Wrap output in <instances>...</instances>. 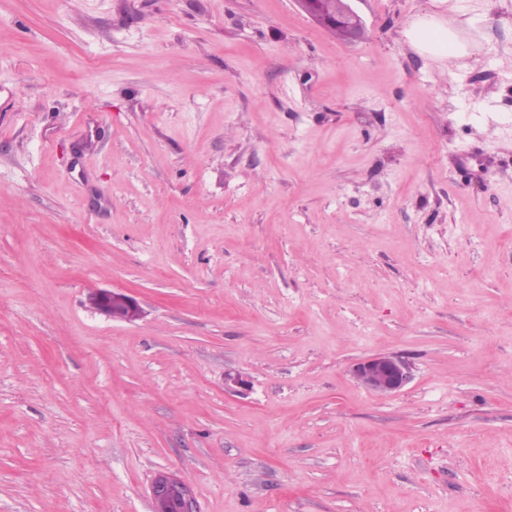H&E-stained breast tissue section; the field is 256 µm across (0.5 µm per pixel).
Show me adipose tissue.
I'll list each match as a JSON object with an SVG mask.
<instances>
[{
  "label": "adipose tissue",
  "mask_w": 512,
  "mask_h": 512,
  "mask_svg": "<svg viewBox=\"0 0 512 512\" xmlns=\"http://www.w3.org/2000/svg\"><path fill=\"white\" fill-rule=\"evenodd\" d=\"M404 36L415 51L443 69L462 66L470 55L465 29L439 14L415 17Z\"/></svg>",
  "instance_id": "1"
}]
</instances>
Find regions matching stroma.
I'll use <instances>...</instances> for the list:
<instances>
[{
  "label": "stroma",
  "instance_id": "obj_1",
  "mask_svg": "<svg viewBox=\"0 0 512 512\" xmlns=\"http://www.w3.org/2000/svg\"><path fill=\"white\" fill-rule=\"evenodd\" d=\"M352 6L0 0V512H512V0ZM352 0H320V6L325 12H332L336 8V19L344 23L349 30V34L344 27L336 26L333 29H328L330 32L335 33L337 36L346 39L357 40L364 32V26L351 7ZM462 24L441 14L415 17L404 30V37L418 53L434 60L442 69L464 65L470 56ZM93 306L112 318L132 322L141 316V308L137 300L123 292L101 290L91 298ZM352 375L359 386L375 394L400 391L409 380L408 367L398 357L377 354L354 365ZM154 512H200L192 484L168 473L157 474L150 484Z\"/></svg>",
  "mask_w": 512,
  "mask_h": 512
}]
</instances>
